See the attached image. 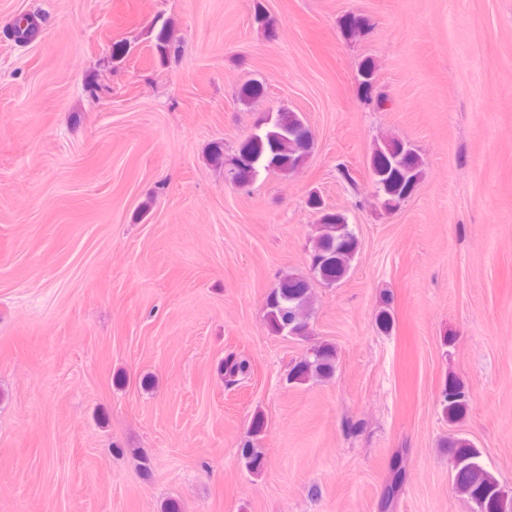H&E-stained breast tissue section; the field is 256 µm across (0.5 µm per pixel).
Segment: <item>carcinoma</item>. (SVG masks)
Wrapping results in <instances>:
<instances>
[{"mask_svg":"<svg viewBox=\"0 0 512 512\" xmlns=\"http://www.w3.org/2000/svg\"><path fill=\"white\" fill-rule=\"evenodd\" d=\"M346 35L355 37L369 29L367 18L349 14L342 23ZM155 48L165 58L176 49V40L168 22H162L156 30ZM375 69L371 61L360 67L359 76L362 99L381 107L385 97L374 93ZM261 140L246 138L237 154L230 159V180L241 186L250 184L261 169L289 171L303 160L311 148L310 135L302 128V118L295 112H279L270 123L260 128ZM370 171L379 182L380 198L384 202H401L412 195L420 178V159L407 143L391 139L377 147L370 160ZM310 208L319 213L321 233L314 242L310 255V271L318 282L326 286L339 284L349 272L351 262L358 253L359 240L350 229L345 217L329 211L321 199L313 194ZM312 306L310 279L300 275L284 278L266 298L265 323L269 330L282 335L287 332L288 322H294L301 338L309 335V316ZM251 372L250 362L232 353L220 365L224 384L230 388L245 380ZM336 372V350L328 344L319 345L302 360L295 363L288 379L305 382L311 378L329 379ZM471 404V396L465 386L454 376L446 378L438 406L448 422L454 424L465 418ZM264 428V419L256 415L251 423L252 439L241 449L246 468L254 475L265 467V457L258 445ZM448 455L452 462L453 486L456 493L467 499L473 512H512V500L498 498L501 484L485 467L481 452L473 442L464 437L448 439Z\"/></svg>","mask_w":512,"mask_h":512,"instance_id":"1","label":"carcinoma"}]
</instances>
